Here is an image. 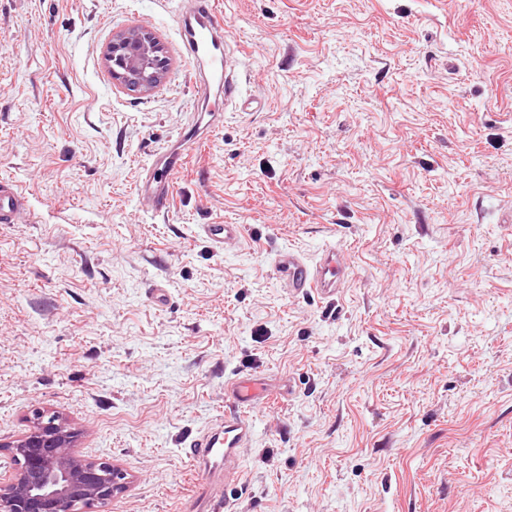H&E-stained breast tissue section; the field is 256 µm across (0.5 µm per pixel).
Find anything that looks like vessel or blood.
I'll return each mask as SVG.
<instances>
[{"instance_id": "vessel-or-blood-1", "label": "vessel or blood", "mask_w": 512, "mask_h": 512, "mask_svg": "<svg viewBox=\"0 0 512 512\" xmlns=\"http://www.w3.org/2000/svg\"><path fill=\"white\" fill-rule=\"evenodd\" d=\"M179 30L192 62L202 65L195 75L197 97L209 99L212 89L232 95L234 86L228 75L233 60L224 45V23L212 0H184L178 9ZM223 121L219 111L201 107L177 136L176 149L155 153L145 176L137 187L139 197L155 211H165L172 184L189 153L203 141L202 127H215ZM26 211L23 197L12 188L0 185V223H18ZM201 234L215 247L223 248L238 239L236 224H204ZM274 267L289 293L311 292L324 300L333 299L348 278V263L343 248L326 247L316 261H307L298 253L276 254ZM224 415L215 427L190 445V458L200 480L190 512H225L224 487L240 470L241 453L253 434L247 409L268 400L265 384L250 378H235L225 385Z\"/></svg>"}]
</instances>
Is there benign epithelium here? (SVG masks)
<instances>
[{
    "label": "benign epithelium",
    "mask_w": 512,
    "mask_h": 512,
    "mask_svg": "<svg viewBox=\"0 0 512 512\" xmlns=\"http://www.w3.org/2000/svg\"><path fill=\"white\" fill-rule=\"evenodd\" d=\"M105 59L113 80L141 96L162 82L168 66L163 45L144 27L112 35ZM75 441L63 416L34 409L25 433L0 443L15 463L0 479V512H97L126 487L127 473L108 460L78 456Z\"/></svg>",
    "instance_id": "benign-epithelium-1"
}]
</instances>
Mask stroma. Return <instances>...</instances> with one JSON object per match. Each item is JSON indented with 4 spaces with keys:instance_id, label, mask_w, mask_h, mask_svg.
Instances as JSON below:
<instances>
[{
    "instance_id": "stroma-1",
    "label": "stroma",
    "mask_w": 512,
    "mask_h": 512,
    "mask_svg": "<svg viewBox=\"0 0 512 512\" xmlns=\"http://www.w3.org/2000/svg\"><path fill=\"white\" fill-rule=\"evenodd\" d=\"M214 2L263 104L157 214L136 186L194 104L172 4L0 0V179L29 205L0 224V442L56 411L132 478L106 512H187V447L250 377L279 400L231 512H512V0ZM131 27L168 58L146 96L104 58ZM331 245L336 298L289 295L273 254ZM240 232L239 224L200 225V233L218 249H224L225 244L238 239Z\"/></svg>"
}]
</instances>
